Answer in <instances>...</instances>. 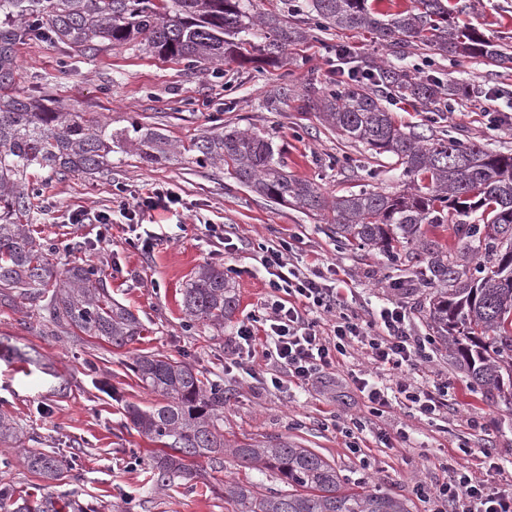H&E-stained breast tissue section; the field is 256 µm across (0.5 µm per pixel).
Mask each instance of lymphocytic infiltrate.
Returning a JSON list of instances; mask_svg holds the SVG:
<instances>
[{"mask_svg":"<svg viewBox=\"0 0 512 512\" xmlns=\"http://www.w3.org/2000/svg\"><path fill=\"white\" fill-rule=\"evenodd\" d=\"M292 250L291 243L283 240L267 247L260 258L273 294L267 303L270 315L264 338V355L279 370L271 378L272 386L280 387L285 380L302 386L313 384L319 374L335 369L338 357L358 341L366 346L376 368L398 376L391 388L379 380L355 378L354 384L371 411L389 406L388 391L392 388L407 394L423 415L439 411L442 394L413 390L405 374L407 368L426 357L424 340L410 332L405 306L396 303L380 307L365 320L346 312L338 291L327 284L320 267L287 260ZM316 313L336 314L332 335L321 336L312 319ZM425 494L437 501V512H512L511 489L484 491L460 469L452 470L445 482L426 489Z\"/></svg>","mask_w":512,"mask_h":512,"instance_id":"lymphocytic-infiltrate-1","label":"lymphocytic infiltrate"}]
</instances>
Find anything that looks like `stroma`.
<instances>
[{
    "label": "stroma",
    "instance_id": "obj_1",
    "mask_svg": "<svg viewBox=\"0 0 512 512\" xmlns=\"http://www.w3.org/2000/svg\"><path fill=\"white\" fill-rule=\"evenodd\" d=\"M450 3L458 24L475 25L512 55V0ZM342 45L359 60L477 87V94L452 100L447 112H425L411 102L384 98L404 130L446 129L460 139L512 152V128L492 127L486 115L490 109L512 110V62L497 66L440 55L420 43L399 59L369 33L334 28L290 45L279 64L233 62L207 69L127 46L79 56L66 45L33 39L18 49L17 91L50 96L109 120L116 129L134 121L184 144L221 126L248 129L272 141L288 172L315 182L326 194L403 193L409 179L394 159L341 137L305 105L310 90L339 80L336 49ZM283 87L287 98L268 109V99ZM156 189L171 190L179 203L167 210L136 208L137 199ZM89 212L108 214V223L86 220ZM330 223V214L270 201L223 169L188 159L147 167L126 156L93 178L50 176L34 213V236L52 251L57 269L76 263L97 268L113 299L138 316L145 330L118 348L55 328L46 313L29 305L0 306V343L19 350L13 359L0 360V407L22 433L19 446L0 445V459L11 462L7 478L17 494L38 498L51 491L79 500L91 512H232L224 501L225 481L253 483L266 493L283 490L272 472L237 466L229 455L223 468L205 476L192 481L174 476L158 485L151 465L157 446L127 418L128 406L146 409L156 401L131 369L134 358L145 353L186 362L223 385L225 439L290 438L335 465L345 487L400 496L410 512L432 508L418 496L416 484L442 482L453 467L487 489L511 487L512 413L490 403L451 364L445 344L433 341L425 318L427 289L419 280L426 257H410L405 248L390 258L372 248L342 246ZM132 224L159 225L163 238L153 252L127 244ZM210 224L223 225L232 248L209 235ZM288 238L297 258L335 269L352 310L362 314L370 303L405 302L412 332L426 339L430 355L412 370L415 385L449 386L448 404L438 416L421 415L401 395L383 414L370 413L352 383L371 368L357 342L339 366L303 389L262 385L238 366V328L266 315L270 290L261 248ZM206 265L239 269L234 276L239 309L220 328L189 320L182 307L184 288ZM354 438L362 440L361 450L351 448ZM48 446L77 460L76 470L54 488L22 462L23 449Z\"/></svg>",
    "mask_w": 512,
    "mask_h": 512
}]
</instances>
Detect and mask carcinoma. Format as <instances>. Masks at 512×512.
I'll return each instance as SVG.
<instances>
[{
    "label": "carcinoma",
    "instance_id": "obj_1",
    "mask_svg": "<svg viewBox=\"0 0 512 512\" xmlns=\"http://www.w3.org/2000/svg\"><path fill=\"white\" fill-rule=\"evenodd\" d=\"M302 27L281 15L257 11L255 0H0V295L38 305L67 330L124 347L144 331L138 317L112 302L99 272L75 263L58 274L43 245L32 236L30 181L36 171L94 176L112 169V154L134 153L148 167L193 153L200 166L226 169L238 184L273 201L292 202L332 215L338 241L372 247L390 256L400 245L427 255L432 285L427 318L448 345L449 357L470 383L512 408V153L490 150L447 133L403 131L376 91L350 81L308 98L309 106L342 136L377 155L396 158L403 173L419 180L389 195L377 190L328 198L315 183L286 171L273 143L260 134L223 127L180 146L138 123H112L41 97L14 93L17 49L32 37L79 52L139 47L195 67L238 61L256 53L280 61L289 45L312 28L367 30L399 55L416 41L435 50L498 64L512 62L502 45L474 26H459L446 0H413L411 8L384 20L367 0H309ZM361 75L440 112L450 97L470 95L469 86L415 77L407 70L363 64ZM480 213L478 222L467 221ZM450 222L464 248L484 254L470 272L448 248L427 240V229ZM194 321L222 326L239 308L235 285L215 267L200 269L182 293ZM132 370L160 398L147 410L132 405L133 428L159 446L153 456L156 482L174 474L195 476L197 460L224 467V451L238 465L274 473L290 490L264 494L254 485L224 482V500L234 512H409L406 500L377 491H348L333 466L310 448L286 437L256 444L224 440V387L206 385L195 369L162 354L139 355ZM18 438L13 417L0 409V443ZM29 472L49 483L67 476L69 465L53 448H27ZM0 507L11 512H87L69 499L47 496L31 502L14 497L0 478Z\"/></svg>",
    "mask_w": 512,
    "mask_h": 512
}]
</instances>
